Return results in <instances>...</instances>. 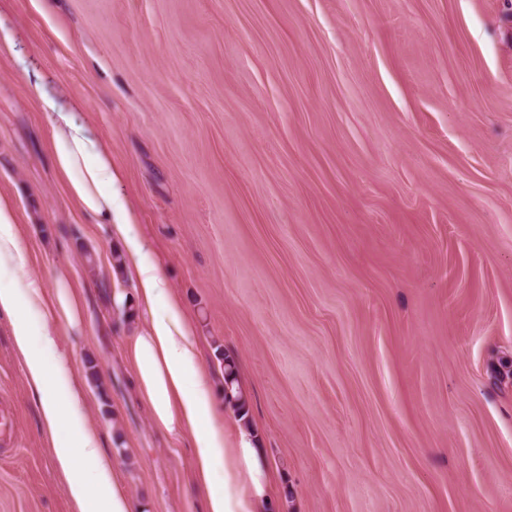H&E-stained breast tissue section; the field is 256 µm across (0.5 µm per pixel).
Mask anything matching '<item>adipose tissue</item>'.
<instances>
[{
	"label": "adipose tissue",
	"instance_id": "obj_1",
	"mask_svg": "<svg viewBox=\"0 0 512 512\" xmlns=\"http://www.w3.org/2000/svg\"><path fill=\"white\" fill-rule=\"evenodd\" d=\"M33 92L50 127L48 151L57 177L79 211L92 223L110 224L126 255L135 257L134 282L139 314L146 321L129 345L135 384L156 426L175 435H190L193 478L208 489L204 512H264L275 472L257 445L249 421L236 430L217 423L212 378L204 367L192 321L172 296L148 244L131 224L112 152L81 118L82 106L64 103L43 85ZM26 250L18 235L14 204L0 198V269L24 271ZM59 288L46 299L43 284L26 275L20 287L0 289V312L12 324L24 374L36 393L56 465L75 512H133L120 476L102 446L99 432L83 410V390L71 375L69 350L57 341L55 327L76 326L80 308L58 276ZM44 308L41 324L28 312Z\"/></svg>",
	"mask_w": 512,
	"mask_h": 512
}]
</instances>
